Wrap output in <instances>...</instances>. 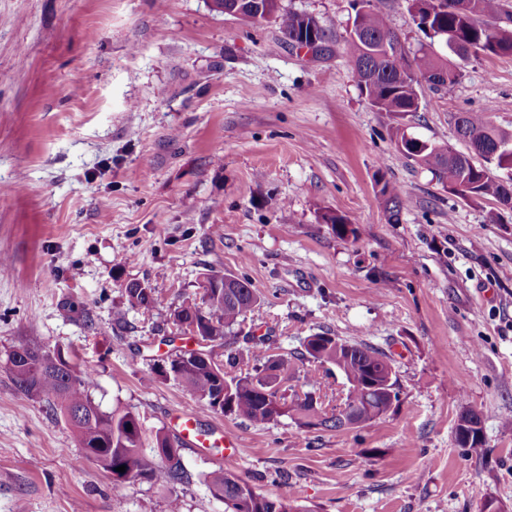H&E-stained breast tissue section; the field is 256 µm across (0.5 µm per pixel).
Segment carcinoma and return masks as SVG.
Instances as JSON below:
<instances>
[{
  "mask_svg": "<svg viewBox=\"0 0 512 512\" xmlns=\"http://www.w3.org/2000/svg\"><path fill=\"white\" fill-rule=\"evenodd\" d=\"M408 2L410 12L418 19V28L426 26L434 34H442L449 49H454L456 43L480 44L485 54L512 55V24L498 23L502 16L512 14L504 8L502 0H467L468 5L458 10L453 9L452 0L440 6L438 0ZM261 4L289 41L312 27L324 32L315 17L285 11L280 0H261ZM367 5L366 11L355 13L356 35L347 37V50L361 94L371 108L393 121L398 150L429 171L437 183L448 187V192L464 187L471 199L491 197L507 205L512 200V177L505 178V171L512 167L502 156L494 158L493 170L478 167L464 153H450L444 146L409 135L404 119L419 109V99L400 79V74L409 70V62L403 51L387 52L400 39L384 11L383 0H367ZM415 59L426 78L442 66V61L422 46L416 50ZM455 126L469 133L484 153L493 152L498 142H512V133L494 127L484 112L460 113L455 116ZM379 193L389 219L398 221L407 203L406 195L387 182ZM323 221L338 236L355 233L342 216L326 214ZM125 295L127 308L112 313L118 326L126 323L128 311L148 310L155 304V298L140 291L137 283L129 284ZM256 304L257 296L249 285L234 277L220 288L203 289L199 303L182 302L176 325L195 329L193 335L199 338V348L181 349L155 361L158 376L177 381L194 400L214 412L255 425L268 424L281 416L276 402L282 397L266 371L284 359L268 354V350L255 344L247 348L245 358L229 353L223 360L218 352L224 347V336L241 325ZM26 351L27 361L15 360L14 349L7 355L17 388L41 402L53 417L64 419L77 434L85 455L103 461L101 468L112 472L114 495H122L127 485L138 478L173 487L192 481V474L182 460L170 464L159 456V452L170 446L175 454H180L181 441H172L162 429L147 432L140 419L129 411L102 409L92 398L93 373L80 368L70 356H61L59 350L51 352L30 346ZM302 358L321 366L334 365L347 382H359V386L347 389L343 405L355 414L361 425L385 415L391 408V400L398 399L392 395L393 388L399 387L398 379L387 382L391 362L378 348L345 340L338 352L336 337L318 333L306 338ZM246 360L254 362L252 372L230 374V370ZM288 416L306 427L343 428L342 411L327 413L310 392L291 401ZM147 442L149 456L143 452ZM121 465L126 466L125 472L115 471ZM206 486L213 498L223 501L224 512H303L294 500L259 493L252 485L222 469L208 473Z\"/></svg>",
  "mask_w": 512,
  "mask_h": 512,
  "instance_id": "carcinoma-1",
  "label": "carcinoma"
}]
</instances>
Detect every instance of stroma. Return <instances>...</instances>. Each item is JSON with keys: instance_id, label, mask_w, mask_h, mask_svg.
<instances>
[{"instance_id": "1", "label": "stroma", "mask_w": 512, "mask_h": 512, "mask_svg": "<svg viewBox=\"0 0 512 512\" xmlns=\"http://www.w3.org/2000/svg\"><path fill=\"white\" fill-rule=\"evenodd\" d=\"M281 7L314 16L325 50L209 0H0V512H154L164 493L135 481L113 496L72 428L16 388L6 355L20 345L70 354L102 409L148 430L175 433L185 408L237 438L232 457L181 448L180 512H224L204 483L219 468L310 512H483L491 498L512 512V209L449 193L397 149L354 78L352 0ZM460 68L440 90L419 81L406 122L466 154L456 114L512 132V56ZM381 178L407 195L399 222ZM209 271L257 295L224 348L271 337L285 397L308 389L305 338L327 333L383 350L398 402L353 429L254 426L159 378L157 356L199 346L170 311L199 300ZM132 281L156 303L114 328ZM468 410L478 455L455 441Z\"/></svg>"}]
</instances>
